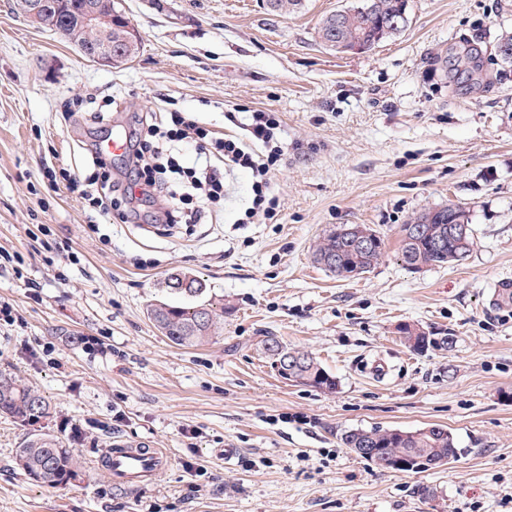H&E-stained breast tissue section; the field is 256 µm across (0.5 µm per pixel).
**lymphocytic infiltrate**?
I'll use <instances>...</instances> for the list:
<instances>
[{"instance_id":"f902f5d3","label":"lymphocytic infiltrate","mask_w":512,"mask_h":512,"mask_svg":"<svg viewBox=\"0 0 512 512\" xmlns=\"http://www.w3.org/2000/svg\"><path fill=\"white\" fill-rule=\"evenodd\" d=\"M280 128L278 113L260 111L251 113L243 126L244 136H221L190 115L172 111L167 126L143 123L141 133L128 147L131 167L126 182L113 183L111 157L94 152L92 163L100 170L102 180L89 205L99 214L117 211L130 206L137 196L159 188L170 200L162 224L200 223L206 206L224 198L222 168L210 163L211 158L219 157L225 166L246 169L252 174L253 199L247 217L259 214L273 219L279 202L271 190V172L283 152L277 137ZM169 142L193 143L198 151L195 166H182L177 158L167 154L164 146Z\"/></svg>"}]
</instances>
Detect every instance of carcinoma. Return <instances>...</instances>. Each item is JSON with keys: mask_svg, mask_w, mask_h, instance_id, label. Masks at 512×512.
I'll return each mask as SVG.
<instances>
[{"mask_svg": "<svg viewBox=\"0 0 512 512\" xmlns=\"http://www.w3.org/2000/svg\"><path fill=\"white\" fill-rule=\"evenodd\" d=\"M85 0H63L59 13L51 17L48 28L72 41L75 46L92 49L99 36L83 29L79 18ZM396 18L408 22L407 0H360L346 10L325 16L319 32L325 36L338 31L346 42L357 41L359 46L370 49L381 40L397 33L385 28L386 22ZM424 227L421 238L400 239L398 252L402 265L418 271L426 267H443L458 263L468 256L473 246V232L462 238L452 234L455 224L469 223V212L450 203L431 209L417 217ZM353 229L367 231L378 237L377 245L369 252L356 253L348 248L345 237L332 231L319 243L315 262L332 275L354 278L368 273L381 260L385 242L368 224H355ZM337 260L336 266L324 260ZM166 291L172 296L200 298L206 293L205 285L189 272L170 274L165 281ZM154 326L173 344L181 347H197L212 336L216 324L213 305L207 301L180 304L159 300L147 309ZM401 341L411 350L424 353L436 348L448 347V337L427 334L415 324L405 323L398 327ZM264 357L298 358L292 374L298 386L323 393H333L338 387L334 375L328 372L313 354L291 348L276 336H264L258 342ZM49 406L45 398L21 380L0 372V416L16 423L33 426L45 418ZM341 444L351 451L369 448L373 451L372 462L386 469L415 471V460L432 469L454 460L461 453L455 436L447 427L431 424L415 431L398 428L354 429L340 435ZM16 463L32 481L48 487L65 486L79 477V467L73 451L58 436L36 433L17 450Z\"/></svg>", "mask_w": 512, "mask_h": 512, "instance_id": "obj_1", "label": "carcinoma"}]
</instances>
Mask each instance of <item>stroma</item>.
<instances>
[{
	"instance_id": "stroma-1",
	"label": "stroma",
	"mask_w": 512,
	"mask_h": 512,
	"mask_svg": "<svg viewBox=\"0 0 512 512\" xmlns=\"http://www.w3.org/2000/svg\"><path fill=\"white\" fill-rule=\"evenodd\" d=\"M352 2L272 13L263 0H115L142 46L112 68L0 0V250L19 258L0 273V302L16 317L0 325V370L50 407L36 428L0 418V512H512V303H490L512 280V67L495 53L512 32V0H408L402 32L332 51L319 22ZM172 106L219 134L250 112H279L274 219L243 223L245 169L228 173L205 223L171 235L150 226L164 193L144 201L139 223L112 212L93 227L86 201L49 186L46 166L92 172V142L133 135L145 114L167 122ZM451 202L469 213V255L406 269L401 225ZM344 224L370 225L386 243L357 278L314 261ZM175 270L204 280L224 309L204 345L176 346L147 317ZM404 323L453 343L412 352ZM267 334L313 353L336 392L276 377L257 349ZM87 336L105 352L88 350ZM376 358L386 380L364 370ZM429 424L448 427L463 452L424 472L380 468L339 440ZM36 429L67 440L78 481L50 488L20 471L16 450ZM116 438L149 441L172 461L141 490L115 489L95 466ZM187 460L204 468L200 485Z\"/></svg>"
}]
</instances>
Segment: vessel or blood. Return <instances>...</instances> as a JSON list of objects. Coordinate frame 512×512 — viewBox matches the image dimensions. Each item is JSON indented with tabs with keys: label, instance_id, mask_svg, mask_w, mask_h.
<instances>
[{
	"label": "vessel or blood",
	"instance_id": "obj_1",
	"mask_svg": "<svg viewBox=\"0 0 512 512\" xmlns=\"http://www.w3.org/2000/svg\"><path fill=\"white\" fill-rule=\"evenodd\" d=\"M108 464L101 472L113 486L142 487L152 483L169 465L170 455L166 449L155 448L139 442H122L121 446L104 449Z\"/></svg>",
	"mask_w": 512,
	"mask_h": 512
}]
</instances>
